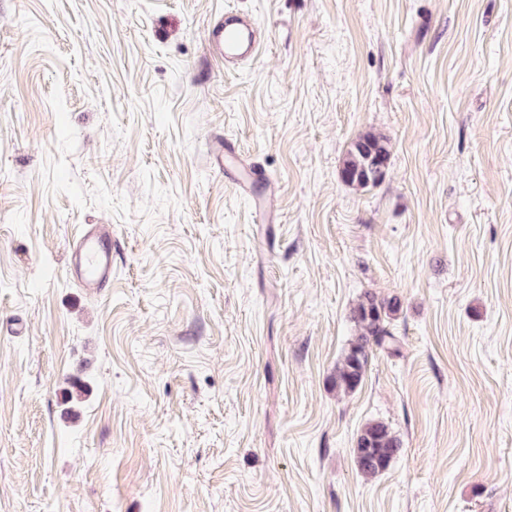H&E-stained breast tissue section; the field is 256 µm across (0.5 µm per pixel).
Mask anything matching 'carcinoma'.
I'll return each instance as SVG.
<instances>
[{"mask_svg": "<svg viewBox=\"0 0 512 512\" xmlns=\"http://www.w3.org/2000/svg\"><path fill=\"white\" fill-rule=\"evenodd\" d=\"M389 140L373 132L359 135L347 149L340 170L348 185L366 187L381 183L390 164ZM397 295L380 297L364 292L350 311L356 334L336 366L332 386L344 393L355 391L362 383L373 351H399V339L390 330V321L401 311ZM402 451L401 440L383 421L367 423L357 435L353 460L357 472L365 478L383 474Z\"/></svg>", "mask_w": 512, "mask_h": 512, "instance_id": "obj_1", "label": "carcinoma"}]
</instances>
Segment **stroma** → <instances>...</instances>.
Listing matches in <instances>:
<instances>
[{"instance_id": "1", "label": "stroma", "mask_w": 512, "mask_h": 512, "mask_svg": "<svg viewBox=\"0 0 512 512\" xmlns=\"http://www.w3.org/2000/svg\"><path fill=\"white\" fill-rule=\"evenodd\" d=\"M227 8L264 38L236 73ZM367 291L400 352L341 395ZM373 420L402 452L367 480ZM0 512H512V0H0ZM262 42L255 23L236 11H224L215 16L207 32L209 52L224 62V69L254 61ZM389 140L373 132L360 134L347 149L340 170L348 185L366 187L381 183L390 164ZM235 188L238 192L252 197L258 198L259 209L258 215L262 222H271L275 213L276 205L273 199H266L262 195H257L252 184L247 181L244 177L237 178ZM72 279L90 294L112 282V230L108 224H85L68 243ZM401 451V440L385 422L377 420L360 430L352 455L357 472L365 478H375L390 467Z\"/></svg>"}]
</instances>
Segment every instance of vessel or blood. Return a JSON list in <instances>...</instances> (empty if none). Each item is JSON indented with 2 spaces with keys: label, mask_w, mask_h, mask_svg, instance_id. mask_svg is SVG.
Segmentation results:
<instances>
[{
  "label": "vessel or blood",
  "mask_w": 512,
  "mask_h": 512,
  "mask_svg": "<svg viewBox=\"0 0 512 512\" xmlns=\"http://www.w3.org/2000/svg\"><path fill=\"white\" fill-rule=\"evenodd\" d=\"M210 53L225 67L233 68L255 60L262 37L248 17L227 11L215 16L207 32ZM70 274L81 288L100 293L112 281V231L106 224H87L68 243Z\"/></svg>",
  "instance_id": "obj_1"
}]
</instances>
